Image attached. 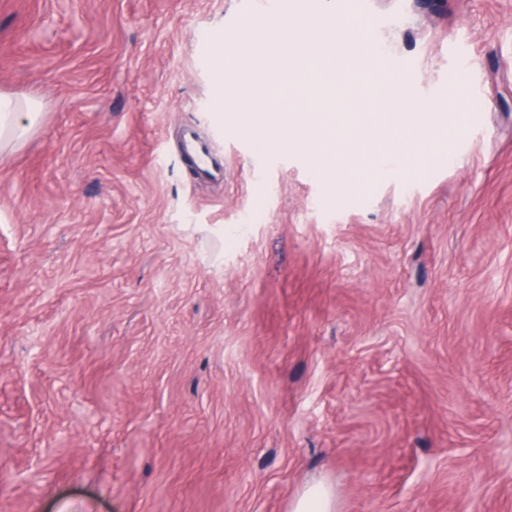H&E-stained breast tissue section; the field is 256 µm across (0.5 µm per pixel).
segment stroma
I'll return each instance as SVG.
<instances>
[{
	"mask_svg": "<svg viewBox=\"0 0 512 512\" xmlns=\"http://www.w3.org/2000/svg\"><path fill=\"white\" fill-rule=\"evenodd\" d=\"M367 8L453 149L255 153L216 94L290 0H0V512H512V0ZM25 115L28 125H22L19 117ZM39 115L37 104L28 99L25 103L19 102L10 94L0 92V149L5 144L20 141L35 123ZM188 141L194 154V162L198 167L200 176L204 178H212L224 175V164L217 167L211 163V153L209 148L197 141L191 134L188 135ZM336 504L329 486L324 483L307 487L293 499L291 512H334Z\"/></svg>",
	"mask_w": 512,
	"mask_h": 512,
	"instance_id": "35a3bbf8",
	"label": "stroma"
}]
</instances>
